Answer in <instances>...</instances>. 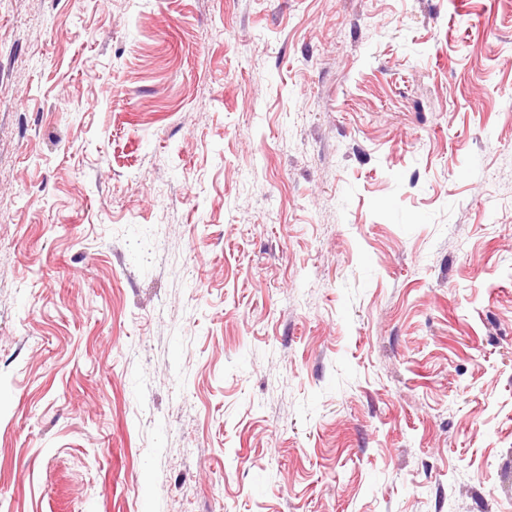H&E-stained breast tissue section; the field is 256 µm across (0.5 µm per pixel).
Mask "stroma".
<instances>
[{"mask_svg":"<svg viewBox=\"0 0 512 512\" xmlns=\"http://www.w3.org/2000/svg\"><path fill=\"white\" fill-rule=\"evenodd\" d=\"M0 512H512V0H0Z\"/></svg>","mask_w":512,"mask_h":512,"instance_id":"stroma-1","label":"stroma"}]
</instances>
